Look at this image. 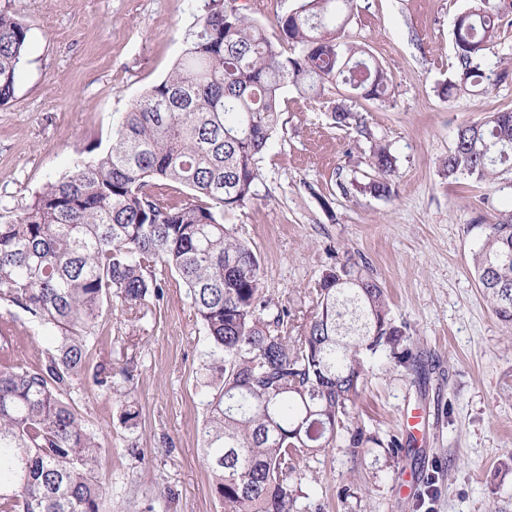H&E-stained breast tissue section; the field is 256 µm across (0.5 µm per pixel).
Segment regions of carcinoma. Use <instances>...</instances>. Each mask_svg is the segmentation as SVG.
<instances>
[{
    "instance_id": "carcinoma-1",
    "label": "carcinoma",
    "mask_w": 512,
    "mask_h": 512,
    "mask_svg": "<svg viewBox=\"0 0 512 512\" xmlns=\"http://www.w3.org/2000/svg\"><path fill=\"white\" fill-rule=\"evenodd\" d=\"M354 0H298L272 41L231 0H207L181 58L130 105L109 146L47 182L15 219L0 222V301L55 333L36 365L0 367V508L3 512H101L102 448L72 390L112 373L91 364L104 304L134 310L177 277L206 333L208 384L199 428L203 460L224 512H322L298 464L339 441L399 456V441L372 435L353 416L367 356L416 370L408 327L366 261L346 254L308 295L309 320L267 298L261 258L224 224L257 195L259 162L279 122L282 89L315 96L343 84L332 124L369 144L370 171L339 182L387 199L397 158L356 109L385 100L392 75L346 34ZM512 4L475 0L453 28V79L440 93L488 95L502 74L484 65ZM29 27L0 13V105L14 97ZM448 178L492 183L512 172V110L457 129L442 161ZM189 191L173 201L164 189ZM473 268L497 318L512 325V207L486 225Z\"/></svg>"
}]
</instances>
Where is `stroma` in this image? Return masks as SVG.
Listing matches in <instances>:
<instances>
[{
  "label": "stroma",
  "mask_w": 512,
  "mask_h": 512,
  "mask_svg": "<svg viewBox=\"0 0 512 512\" xmlns=\"http://www.w3.org/2000/svg\"><path fill=\"white\" fill-rule=\"evenodd\" d=\"M205 0H0L30 29L15 96L0 106V222L32 203L43 185L107 147L112 126L181 56ZM470 0H355L348 26L393 76L386 101L357 107L398 160L396 196L343 194L338 184L367 169V145L334 127L347 96L329 86L303 98L283 90L279 125L263 155L258 194L225 216L261 256L274 303L309 311L304 294L345 253L363 257L387 288L406 343L424 374L370 361L356 417L403 451H352L344 443L300 464L303 486L324 512H512V326L500 322L475 277L472 256L486 225L512 207L508 177L449 181L441 161L459 127L512 109V21L487 62L505 72L492 94L442 99L455 68L453 23ZM134 313L103 308L92 359L110 365L113 389L84 385L74 399L103 449V512H224L211 489L197 430L203 411L205 333L181 281ZM51 331L0 302V365L37 363ZM135 417L123 421V402ZM421 410L414 443L403 414ZM411 496L400 489L411 480ZM349 495H342V488Z\"/></svg>",
  "instance_id": "stroma-1"
}]
</instances>
